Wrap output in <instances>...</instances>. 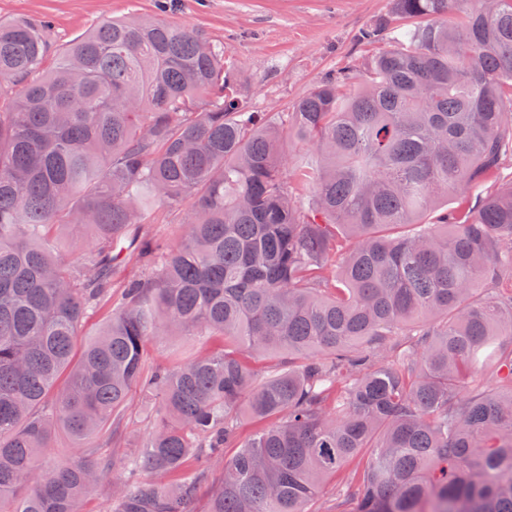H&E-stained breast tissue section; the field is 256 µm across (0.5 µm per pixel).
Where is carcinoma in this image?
<instances>
[{"instance_id":"1","label":"carcinoma","mask_w":512,"mask_h":512,"mask_svg":"<svg viewBox=\"0 0 512 512\" xmlns=\"http://www.w3.org/2000/svg\"><path fill=\"white\" fill-rule=\"evenodd\" d=\"M410 25L289 113L253 112L224 47L154 20H104L41 71L42 26L0 24V512H79L100 463L50 457L57 431L102 444L133 392L162 426L125 460L112 512H512V182L423 217L512 158V0H393ZM320 165L296 175L284 129ZM190 204L180 245L145 230ZM82 224L80 262L52 254ZM126 259L149 273L112 299ZM112 316L83 343L87 310ZM233 345L150 374L172 329ZM498 388L474 378L480 352ZM279 362L261 377L249 358ZM259 423L239 440L240 414ZM238 451L224 458V449ZM358 477L340 476L364 449ZM221 464H217L213 471L203 479L196 489V494L193 498L192 509L194 512H206L208 504L215 485L220 477Z\"/></svg>"}]
</instances>
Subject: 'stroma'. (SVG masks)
I'll list each match as a JSON object with an SVG mask.
<instances>
[{"mask_svg":"<svg viewBox=\"0 0 512 512\" xmlns=\"http://www.w3.org/2000/svg\"><path fill=\"white\" fill-rule=\"evenodd\" d=\"M393 0H0V22L44 24L51 45L47 64L106 19L153 18L189 27L224 44V55L239 68L244 91L259 112H289L329 74L365 60L388 44L358 42L360 30L391 15ZM200 336H160L151 340L146 367L172 364L204 350ZM152 403L135 396L117 440L94 449L106 465L82 512H107L126 455L151 426Z\"/></svg>","mask_w":512,"mask_h":512,"instance_id":"obj_1","label":"stroma"}]
</instances>
